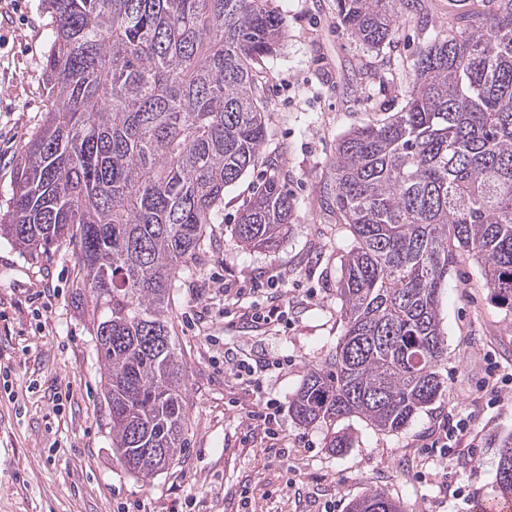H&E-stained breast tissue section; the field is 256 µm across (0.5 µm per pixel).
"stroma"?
<instances>
[{
  "label": "stroma",
  "instance_id": "1",
  "mask_svg": "<svg viewBox=\"0 0 512 512\" xmlns=\"http://www.w3.org/2000/svg\"><path fill=\"white\" fill-rule=\"evenodd\" d=\"M421 12L401 19L393 40L364 46L336 21V0H276L287 37L263 63L261 93L268 118L264 154L277 169L246 173L224 193L222 223L208 225L201 249L173 295L169 320L186 368L184 446L150 481L131 476L112 456L104 378L85 300L71 288L75 258L65 249L31 257L0 239V512H347L378 490L402 512H474L500 499L495 481L500 441L512 434V391L490 406L482 386L490 373L512 374V310L490 300L477 262L462 257L441 291L445 333L444 394L401 432L377 430L348 417L298 424L282 413L285 439H244L257 397L211 365L233 347L258 359L285 355L283 372L264 380L266 396L288 404L307 372L323 365L343 333L336 296L351 236L322 209L340 137L379 122L406 104L417 50L445 34L459 13L455 0H420ZM49 21L44 0H0V214L8 209L22 148L51 102L43 59ZM277 174L297 203L283 242L252 249L232 229L254 188ZM257 276L288 292V328L228 322L218 279ZM51 295L34 314L38 293ZM204 311L200 329L188 315ZM468 419L469 435L448 455L424 442L448 416ZM349 445L335 452L332 435ZM287 464H280V456Z\"/></svg>",
  "mask_w": 512,
  "mask_h": 512
}]
</instances>
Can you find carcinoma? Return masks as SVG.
I'll return each mask as SVG.
<instances>
[{"label":"carcinoma","instance_id":"cac0c4a2","mask_svg":"<svg viewBox=\"0 0 512 512\" xmlns=\"http://www.w3.org/2000/svg\"><path fill=\"white\" fill-rule=\"evenodd\" d=\"M45 2L52 104L21 152L0 237L76 255L112 454L146 481L182 448L186 422L173 288L226 188L266 162L259 67L285 26L274 0ZM485 2L420 48L400 111L338 141L321 204L352 236L336 286L343 334L289 402L300 424L358 417L398 432L442 396L440 294L458 258L512 309V0ZM418 6L337 0V18L378 49ZM294 213L273 174L234 235L271 248ZM496 484L512 495V436ZM348 512L400 507L375 490Z\"/></svg>","mask_w":512,"mask_h":512}]
</instances>
